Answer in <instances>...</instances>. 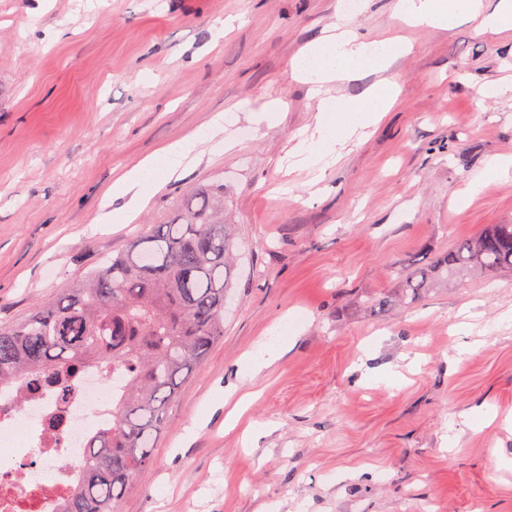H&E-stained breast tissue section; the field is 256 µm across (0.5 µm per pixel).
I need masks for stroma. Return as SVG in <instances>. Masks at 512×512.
I'll use <instances>...</instances> for the list:
<instances>
[{
	"label": "stroma",
	"instance_id": "obj_1",
	"mask_svg": "<svg viewBox=\"0 0 512 512\" xmlns=\"http://www.w3.org/2000/svg\"><path fill=\"white\" fill-rule=\"evenodd\" d=\"M359 3L53 0L41 13L0 0V325L170 221L188 188L223 187L234 227L224 336L182 383L121 512H512V270L401 301L415 257L512 224V174L466 193L512 156V36L465 18L411 29L396 0ZM344 19L412 49L325 86L337 107L383 77L398 96L316 183L288 169L318 103L291 64ZM270 100L275 125H227L232 150L202 155L130 223H98L124 172ZM295 314L284 356L250 376L245 355ZM247 391L255 435L224 426L225 397Z\"/></svg>",
	"mask_w": 512,
	"mask_h": 512
}]
</instances>
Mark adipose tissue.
<instances>
[{"label": "adipose tissue", "instance_id": "ef3b65f1", "mask_svg": "<svg viewBox=\"0 0 512 512\" xmlns=\"http://www.w3.org/2000/svg\"><path fill=\"white\" fill-rule=\"evenodd\" d=\"M397 8L414 26H445L457 19L468 18L476 21L483 33L512 31V0H498L490 11L486 10L483 0H398ZM407 50V45L395 37L366 41L356 32L346 30L335 39L323 37L309 43L294 61L293 68L317 94L325 83L350 81L366 71L386 70L394 57ZM394 102L393 86L387 80L373 85L366 100L349 102L340 112L331 100H321L314 133L299 140L292 149L297 165L311 168L335 162L341 141L378 123ZM224 121L223 114H216L192 135L161 148L163 164L144 161L113 183V197L130 198L131 205L113 210L110 220H128L133 211L146 206L168 179L181 173L188 160L196 158L199 145L207 143L219 151L232 149L233 141L221 137Z\"/></svg>", "mask_w": 512, "mask_h": 512}]
</instances>
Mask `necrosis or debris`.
<instances>
[{
  "label": "necrosis or debris",
  "mask_w": 512,
  "mask_h": 512,
  "mask_svg": "<svg viewBox=\"0 0 512 512\" xmlns=\"http://www.w3.org/2000/svg\"><path fill=\"white\" fill-rule=\"evenodd\" d=\"M0 480L10 481L15 499L35 498L36 512H55L66 491L68 477L59 469L60 459L70 468L84 464L77 449L112 409V387L98 374L85 376L67 405L68 427L50 439L46 421L54 408L52 396L19 402L11 394L0 396Z\"/></svg>",
  "instance_id": "1"
}]
</instances>
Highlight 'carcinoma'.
Returning a JSON list of instances; mask_svg holds the SVG:
<instances>
[{
	"instance_id": "cac0c4a2",
	"label": "carcinoma",
	"mask_w": 512,
	"mask_h": 512,
	"mask_svg": "<svg viewBox=\"0 0 512 512\" xmlns=\"http://www.w3.org/2000/svg\"><path fill=\"white\" fill-rule=\"evenodd\" d=\"M232 250L224 192L195 189L173 220L144 225L126 248L0 327V393L18 401L54 393L53 437L84 372L121 381L112 414L80 446L84 468L56 512H120L135 491L180 384L224 336ZM503 269L512 270V224H492L458 242L433 276L410 273L403 297L413 303L450 274Z\"/></svg>"
}]
</instances>
